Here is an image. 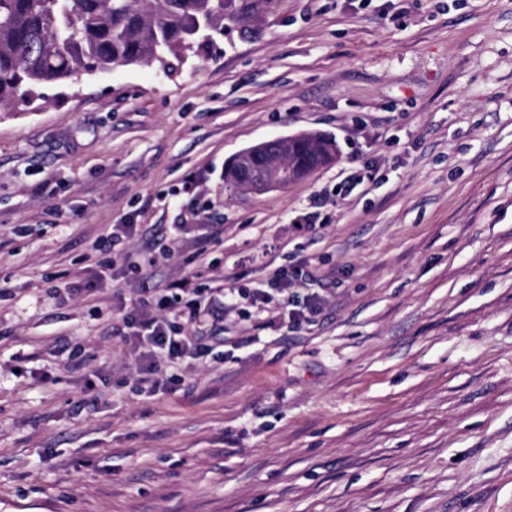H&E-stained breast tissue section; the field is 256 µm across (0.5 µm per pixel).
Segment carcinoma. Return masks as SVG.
<instances>
[{
  "instance_id": "obj_1",
  "label": "carcinoma",
  "mask_w": 512,
  "mask_h": 512,
  "mask_svg": "<svg viewBox=\"0 0 512 512\" xmlns=\"http://www.w3.org/2000/svg\"><path fill=\"white\" fill-rule=\"evenodd\" d=\"M275 0H0V106L23 111L39 89L116 67L170 64L205 43V33L259 20ZM336 141L319 132L271 140L247 164L229 163L224 184L249 186L281 166L293 184L336 160Z\"/></svg>"
}]
</instances>
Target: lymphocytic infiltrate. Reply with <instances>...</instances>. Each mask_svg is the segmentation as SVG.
Here are the masks:
<instances>
[{
	"label": "lymphocytic infiltrate",
	"mask_w": 512,
	"mask_h": 512,
	"mask_svg": "<svg viewBox=\"0 0 512 512\" xmlns=\"http://www.w3.org/2000/svg\"><path fill=\"white\" fill-rule=\"evenodd\" d=\"M207 255L206 242H199L195 263L181 278L162 287L151 282V264L136 265V273L146 284L145 296L124 313L122 322L125 339L133 341L138 349L139 391L153 393L159 389V361L172 363L206 356V349L191 340L188 328L203 319L217 321L224 315L223 310L213 307L200 286L210 268Z\"/></svg>",
	"instance_id": "1"
}]
</instances>
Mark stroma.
Listing matches in <instances>:
<instances>
[{"label": "stroma", "mask_w": 512, "mask_h": 512, "mask_svg": "<svg viewBox=\"0 0 512 512\" xmlns=\"http://www.w3.org/2000/svg\"><path fill=\"white\" fill-rule=\"evenodd\" d=\"M44 94L0 108V512H512V0H277L249 36ZM303 131L334 164L225 188ZM116 224L165 281L214 236L224 318L186 388L137 390Z\"/></svg>", "instance_id": "stroma-1"}]
</instances>
